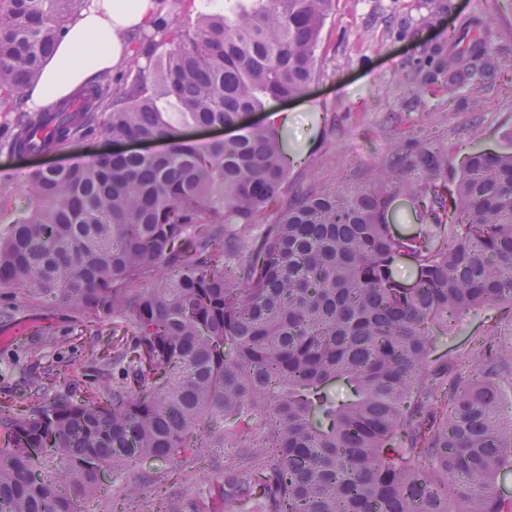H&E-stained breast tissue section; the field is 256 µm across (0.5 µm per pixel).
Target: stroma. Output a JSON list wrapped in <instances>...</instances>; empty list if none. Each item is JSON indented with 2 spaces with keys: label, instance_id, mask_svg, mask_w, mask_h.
Returning a JSON list of instances; mask_svg holds the SVG:
<instances>
[{
  "label": "stroma",
  "instance_id": "35a3bbf8",
  "mask_svg": "<svg viewBox=\"0 0 512 512\" xmlns=\"http://www.w3.org/2000/svg\"><path fill=\"white\" fill-rule=\"evenodd\" d=\"M437 0H336L322 34L323 73L307 94L279 103L291 117L288 148L296 152L289 173L293 189L320 184L343 188L368 183L375 169L404 156L415 140L434 150L455 146L456 160L474 148L500 150L512 137V45L477 94L462 91L455 100L421 92L414 75L431 71L429 51L448 28L478 18L482 27L512 34V0H452L436 11ZM37 161L0 149V175L9 174L6 195L13 217L28 206L24 171ZM23 321L51 324L65 346L54 355L59 367L76 358L67 341L68 316L52 307L25 310ZM512 333V309L483 310L463 316L438 333L432 356L454 360L459 378L471 376L468 354L475 340L490 331ZM233 448H205L194 461L179 457L144 460L123 474L104 479L98 493L81 502L82 512H112L125 489L137 487L135 512H224V467Z\"/></svg>",
  "mask_w": 512,
  "mask_h": 512
}]
</instances>
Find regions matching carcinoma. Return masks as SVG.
<instances>
[{
    "mask_svg": "<svg viewBox=\"0 0 512 512\" xmlns=\"http://www.w3.org/2000/svg\"><path fill=\"white\" fill-rule=\"evenodd\" d=\"M179 2L125 68L30 114L21 91L85 0H0L1 146L168 143L32 171L26 215L0 224V288L53 301L79 336H116L107 351L82 347L97 373L79 395L50 397L62 372L34 369L0 405V512H80L104 469L224 447L245 449L224 471V512H512L494 489L512 467L496 383L512 344L481 337L464 381L430 358L435 332L512 307V151L472 150L450 176L419 146L418 181L390 166L369 186L290 194L282 136L245 115L319 79L334 0H224L214 13ZM473 27L449 30L435 63L450 95L490 76L498 35ZM49 123L55 136L38 137ZM214 125L238 133L184 136ZM398 190L418 220L409 236L388 221ZM405 258L411 287L394 273ZM36 335L16 362L62 347L50 328Z\"/></svg>",
    "mask_w": 512,
    "mask_h": 512,
    "instance_id": "carcinoma-1",
    "label": "carcinoma"
}]
</instances>
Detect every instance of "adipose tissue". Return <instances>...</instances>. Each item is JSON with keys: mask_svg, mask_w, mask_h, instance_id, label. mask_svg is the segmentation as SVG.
Returning a JSON list of instances; mask_svg holds the SVG:
<instances>
[{"mask_svg": "<svg viewBox=\"0 0 512 512\" xmlns=\"http://www.w3.org/2000/svg\"><path fill=\"white\" fill-rule=\"evenodd\" d=\"M159 0H86L85 8L66 26L38 80L23 91L22 106L40 111L75 96L116 68L131 54V35L151 27Z\"/></svg>", "mask_w": 512, "mask_h": 512, "instance_id": "1", "label": "adipose tissue"}]
</instances>
